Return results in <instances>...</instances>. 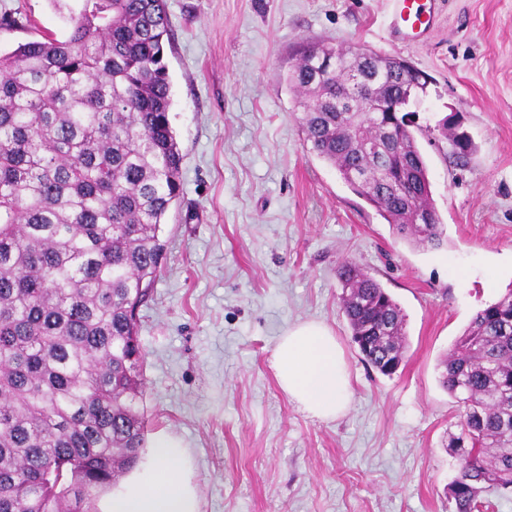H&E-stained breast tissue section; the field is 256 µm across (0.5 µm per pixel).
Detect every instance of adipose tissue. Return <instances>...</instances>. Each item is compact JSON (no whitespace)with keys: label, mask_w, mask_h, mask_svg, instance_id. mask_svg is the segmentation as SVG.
Returning <instances> with one entry per match:
<instances>
[{"label":"adipose tissue","mask_w":512,"mask_h":512,"mask_svg":"<svg viewBox=\"0 0 512 512\" xmlns=\"http://www.w3.org/2000/svg\"><path fill=\"white\" fill-rule=\"evenodd\" d=\"M272 367L280 388L311 417L333 420L351 398V380L333 331L306 321L280 336ZM96 512H201L187 448L168 434L157 435L141 463L117 485L99 491Z\"/></svg>","instance_id":"ef3b65f1"}]
</instances>
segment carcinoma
Wrapping results in <instances>:
<instances>
[{
    "label": "carcinoma",
    "mask_w": 512,
    "mask_h": 512,
    "mask_svg": "<svg viewBox=\"0 0 512 512\" xmlns=\"http://www.w3.org/2000/svg\"><path fill=\"white\" fill-rule=\"evenodd\" d=\"M58 39L0 53V512H91L138 461L148 419L137 310L159 271L162 224L182 191L170 122L166 0H78ZM388 112H365L355 74ZM310 151L401 239L438 248L443 224L407 103L405 60L315 44L288 75ZM465 157L468 136L449 129ZM432 216L418 223L421 213ZM362 358L401 367L406 315L357 264L338 269ZM464 406L449 448L456 512L512 490V289L476 313L440 362Z\"/></svg>",
    "instance_id": "obj_1"
}]
</instances>
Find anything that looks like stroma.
Instances as JSON below:
<instances>
[{"instance_id": "stroma-1", "label": "stroma", "mask_w": 512, "mask_h": 512, "mask_svg": "<svg viewBox=\"0 0 512 512\" xmlns=\"http://www.w3.org/2000/svg\"><path fill=\"white\" fill-rule=\"evenodd\" d=\"M170 120L182 193L138 310L148 435L180 438L201 512H455L459 406L440 361L512 288V0H436L423 43L392 29L389 0H166ZM0 51L63 36L50 0H0ZM403 58L429 77L411 108L444 226L438 248L401 240L311 153L287 77L303 45ZM455 118L473 143L452 155ZM356 262L406 315L398 372L362 359L337 269ZM329 326L352 397L333 421L280 388L272 354L304 321Z\"/></svg>"}]
</instances>
